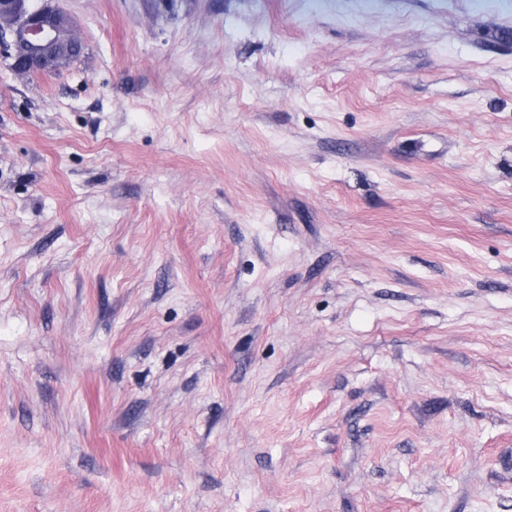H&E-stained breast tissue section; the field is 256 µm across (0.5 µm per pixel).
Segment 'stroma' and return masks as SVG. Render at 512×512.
I'll list each match as a JSON object with an SVG mask.
<instances>
[{
    "label": "stroma",
    "mask_w": 512,
    "mask_h": 512,
    "mask_svg": "<svg viewBox=\"0 0 512 512\" xmlns=\"http://www.w3.org/2000/svg\"><path fill=\"white\" fill-rule=\"evenodd\" d=\"M0 65V512H512V0H59ZM49 6L46 9L32 17L25 27V34L30 39H36L37 41H50L52 40L54 28L47 20L46 15L49 13ZM74 23L70 17H68L65 13L58 16L56 21V29L57 34L55 39L47 45L31 44L32 50L35 52H42L43 54L51 57L57 67L64 66L68 64L72 59L77 57L82 49L81 47H77L74 50V45L72 43V34L75 29Z\"/></svg>",
    "instance_id": "stroma-1"
}]
</instances>
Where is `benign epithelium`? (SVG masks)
Returning a JSON list of instances; mask_svg holds the SVG:
<instances>
[{
  "instance_id": "obj_1",
  "label": "benign epithelium",
  "mask_w": 512,
  "mask_h": 512,
  "mask_svg": "<svg viewBox=\"0 0 512 512\" xmlns=\"http://www.w3.org/2000/svg\"><path fill=\"white\" fill-rule=\"evenodd\" d=\"M48 13L46 9L35 15L23 28L13 12L12 0H0V58L8 62L9 70L18 78H28L51 69L46 60L23 56L16 50V41L22 29L32 40H52L54 28L46 18Z\"/></svg>"
}]
</instances>
